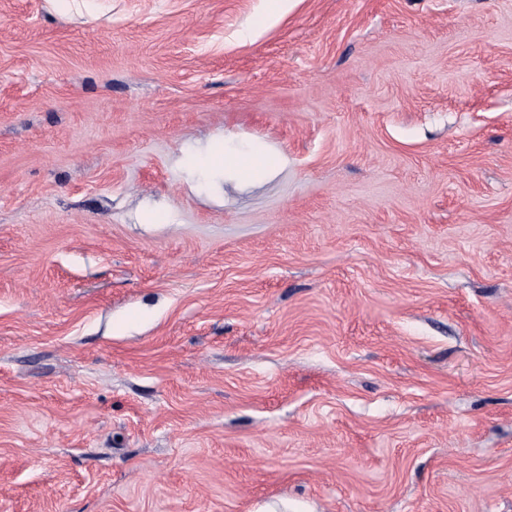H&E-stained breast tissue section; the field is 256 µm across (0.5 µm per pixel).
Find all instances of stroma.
I'll use <instances>...</instances> for the list:
<instances>
[{
    "mask_svg": "<svg viewBox=\"0 0 512 512\" xmlns=\"http://www.w3.org/2000/svg\"><path fill=\"white\" fill-rule=\"evenodd\" d=\"M0 512H512V0H0ZM206 164L218 163L224 171L242 181H253L269 176L279 167L278 155L249 144L233 141H216L211 144L203 157Z\"/></svg>",
    "mask_w": 512,
    "mask_h": 512,
    "instance_id": "35a3bbf8",
    "label": "stroma"
}]
</instances>
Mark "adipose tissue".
I'll return each mask as SVG.
<instances>
[{
	"label": "adipose tissue",
	"instance_id": "1",
	"mask_svg": "<svg viewBox=\"0 0 512 512\" xmlns=\"http://www.w3.org/2000/svg\"><path fill=\"white\" fill-rule=\"evenodd\" d=\"M203 161L223 165L225 172L243 181L271 175L281 163L279 156L257 146L226 140L211 144Z\"/></svg>",
	"mask_w": 512,
	"mask_h": 512
}]
</instances>
